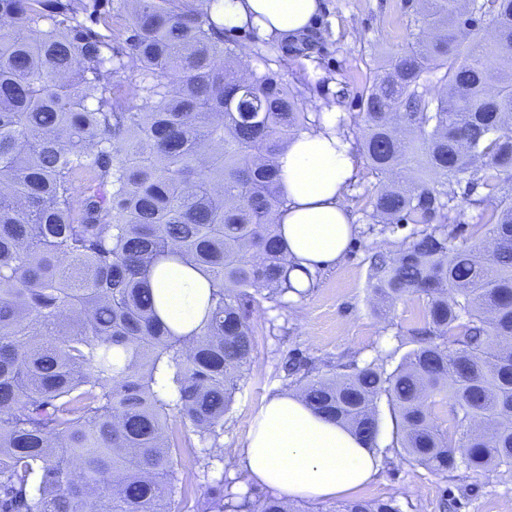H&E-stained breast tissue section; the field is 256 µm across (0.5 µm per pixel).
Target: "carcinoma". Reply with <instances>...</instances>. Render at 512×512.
I'll return each mask as SVG.
<instances>
[{"label":"carcinoma","mask_w":512,"mask_h":512,"mask_svg":"<svg viewBox=\"0 0 512 512\" xmlns=\"http://www.w3.org/2000/svg\"><path fill=\"white\" fill-rule=\"evenodd\" d=\"M220 0H0V512H172L190 423L222 461L224 415L254 350V293L292 285L277 159L319 125L276 73L225 63ZM124 13L123 45L112 13ZM489 18L497 39L474 35ZM412 36L361 98L357 142L377 174L381 232L420 224L373 266L384 302L422 301L417 347L308 378L314 412L377 447V402L394 445L426 468L512 472V0H423ZM447 90L435 94L428 76ZM484 160L493 254L454 244L460 175ZM198 273L205 316L166 323L152 276ZM452 395L453 435L425 398ZM221 512H293L224 485ZM339 512H399L353 500Z\"/></svg>","instance_id":"carcinoma-1"}]
</instances>
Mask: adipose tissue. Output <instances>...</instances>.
<instances>
[{
	"mask_svg": "<svg viewBox=\"0 0 512 512\" xmlns=\"http://www.w3.org/2000/svg\"><path fill=\"white\" fill-rule=\"evenodd\" d=\"M324 9L322 0H222L217 13L225 31L249 30L262 39H302ZM318 128L295 137L278 162L287 200L276 216L295 288L309 286L310 273L341 259L355 233L344 195L360 171L333 105L317 99ZM187 270L174 266L152 280L163 317L195 327L203 312ZM382 457L347 427L315 414L297 394H278L256 414L239 468L248 482L280 498L307 500L353 497L379 472Z\"/></svg>",
	"mask_w": 512,
	"mask_h": 512,
	"instance_id": "adipose-tissue-1",
	"label": "adipose tissue"
}]
</instances>
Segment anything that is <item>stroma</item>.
Masks as SVG:
<instances>
[{
  "mask_svg": "<svg viewBox=\"0 0 512 512\" xmlns=\"http://www.w3.org/2000/svg\"><path fill=\"white\" fill-rule=\"evenodd\" d=\"M419 0H325V8L306 40L293 47L258 38L250 31L225 35L226 43L243 53L239 63L248 71L273 70L288 85L300 86L304 103L324 97L334 100L339 121L350 140L362 135L355 125L359 98L384 62L399 53L417 32ZM384 176L365 172L345 194L344 204L357 232L340 261L320 271L316 287L286 297L284 304L259 300L250 309L254 351L231 410L224 417L223 460L218 468L200 464L201 448L188 422L170 418L168 425L184 451L181 477L192 499L211 500L209 489L221 475L232 474L252 420L269 397L296 389L297 379L284 369L299 358L312 374L338 372L342 363L372 361L379 353L411 350V337L422 324L417 296L398 299L389 310L377 304L370 280L374 254L395 256L411 225L397 233H381L370 218L371 201ZM456 202L466 215V227L455 242L469 248L484 246L482 216L490 205H475L483 189L456 187ZM378 444L384 449L379 475L358 493L365 500L394 499L399 512H504L512 505V475L498 471L461 469L440 474L393 450L396 423L387 400L377 407Z\"/></svg>",
  "mask_w": 512,
  "mask_h": 512,
  "instance_id": "stroma-1",
  "label": "stroma"
}]
</instances>
